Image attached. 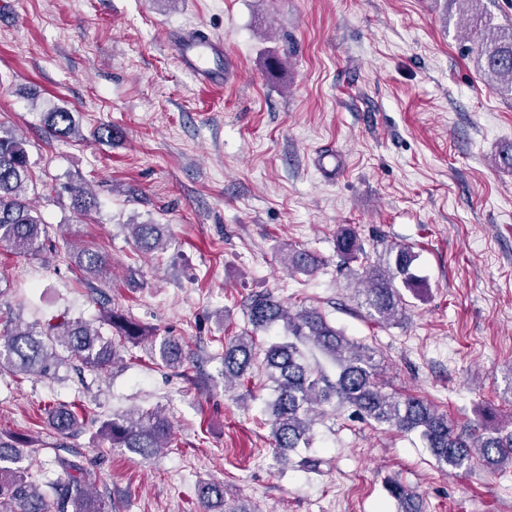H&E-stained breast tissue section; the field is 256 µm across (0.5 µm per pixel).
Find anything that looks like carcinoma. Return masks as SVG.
Here are the masks:
<instances>
[{"mask_svg":"<svg viewBox=\"0 0 512 512\" xmlns=\"http://www.w3.org/2000/svg\"><path fill=\"white\" fill-rule=\"evenodd\" d=\"M451 2L471 17L476 33L472 52L484 80L491 89L512 95V31L486 21L483 0ZM44 128L53 138L77 134L74 115L65 108L45 113ZM32 181L26 141L0 126V243L19 255L38 257L53 249V244L47 225L35 215L26 197ZM70 193L76 210L89 212L96 206V198L85 189L76 186ZM131 229L139 250L151 253L163 248V225L133 224ZM336 253L347 263L362 253L358 238L350 230L337 233ZM415 260L412 247L397 245L387 251L385 265L363 271L364 305L374 321L398 324L405 319L403 290L414 292L420 287L411 271ZM284 261L289 268L306 274L314 273L320 265L318 257L304 250L288 251ZM74 264L84 274L98 275L105 258L84 247ZM246 310L254 331L280 327L288 341L265 349L259 363L254 337L231 339L224 344V381H242L258 363L264 368L272 383L268 409L281 463H288L290 450L312 448L318 407L334 403L376 425L404 433L420 432L441 469H469L476 463L493 472L512 468V432L476 430L464 437L432 402L383 391L377 381L376 351L349 338L319 309L304 306L292 312L273 295L257 293L250 297ZM104 322L125 341H150L145 353L151 360L174 369L182 365L183 347L178 341H151L148 329L139 321L112 310L104 312ZM309 344L333 362L335 379L323 369L307 365L304 348ZM118 348L112 336L89 321L63 318L27 324L17 313L9 317V328L0 335V373L41 376L66 356L92 371L105 370L116 364ZM48 415L50 428L60 436L72 433L83 422L74 403H55ZM171 428V421L159 410L130 409L104 421L100 433L112 447L150 459L168 447ZM36 453L37 449L25 447V440L18 435L0 437V512H112V505L89 490L90 474L75 460L56 457L66 478L50 491L43 490L32 472L31 460ZM196 498L201 512H223L224 483L198 484Z\"/></svg>","mask_w":512,"mask_h":512,"instance_id":"1","label":"carcinoma"}]
</instances>
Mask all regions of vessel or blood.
<instances>
[{"label":"vessel or blood","instance_id":"b4317fda","mask_svg":"<svg viewBox=\"0 0 512 512\" xmlns=\"http://www.w3.org/2000/svg\"><path fill=\"white\" fill-rule=\"evenodd\" d=\"M177 55L182 68L204 86L226 83L235 69V63L225 55L223 45L200 30L179 37Z\"/></svg>","mask_w":512,"mask_h":512}]
</instances>
